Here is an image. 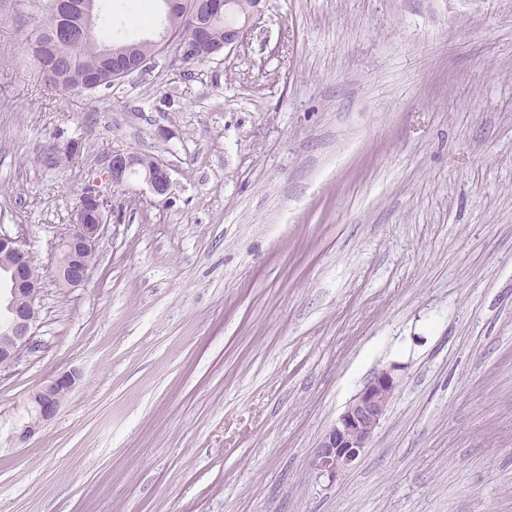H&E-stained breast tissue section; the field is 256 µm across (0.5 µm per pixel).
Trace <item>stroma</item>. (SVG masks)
Wrapping results in <instances>:
<instances>
[{
	"instance_id": "obj_1",
	"label": "stroma",
	"mask_w": 512,
	"mask_h": 512,
	"mask_svg": "<svg viewBox=\"0 0 512 512\" xmlns=\"http://www.w3.org/2000/svg\"><path fill=\"white\" fill-rule=\"evenodd\" d=\"M40 2L0 0V230L46 278L39 347L0 372V512H512V0H264L243 46L109 94L45 82ZM161 10L101 0L96 28L152 39ZM115 149L172 188L112 191L64 291L57 235ZM382 367L370 447L318 475ZM393 368L379 369L348 403L317 446L312 462L320 476L335 481L365 452L395 394ZM79 379L77 372H63L34 389L28 396L25 417L15 427L11 441L24 444L56 418L68 393Z\"/></svg>"
}]
</instances>
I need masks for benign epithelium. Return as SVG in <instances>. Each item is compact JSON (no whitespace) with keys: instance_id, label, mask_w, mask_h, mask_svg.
<instances>
[{"instance_id":"obj_1","label":"benign epithelium","mask_w":512,"mask_h":512,"mask_svg":"<svg viewBox=\"0 0 512 512\" xmlns=\"http://www.w3.org/2000/svg\"><path fill=\"white\" fill-rule=\"evenodd\" d=\"M164 7L166 50L177 38V30L189 34L186 51L194 59L212 60L241 45L253 30L261 15L262 0H252L246 13H241L240 0H194L190 10L184 0H161ZM97 0H52L50 22L33 44L38 50L50 40L56 44L67 42L73 29L86 30L95 23ZM238 16L237 24L224 30V41L213 43L208 32L218 20ZM112 59V76L123 81L140 75L152 63V58L136 53V45L114 50L105 49ZM135 175L141 177L155 195L168 194L171 177L168 167L154 162L153 167L142 166L140 154L124 149L112 151L105 163V179L112 188L126 186ZM112 199L96 184L85 187L81 200L74 209L71 223L56 245L53 267L55 284L68 291L84 287L90 272L82 266L80 255L98 248L104 230L110 224ZM5 258L9 296L5 315L0 320V360L16 363L26 351L36 348V331L40 321L42 276L34 273L28 263L30 251L18 235L0 232V258ZM79 374L63 372L34 389L28 396L25 417L15 427L11 441L24 444L56 418L68 393L75 386ZM397 381L394 369L382 368L348 403L330 426L317 446L312 462L313 470L334 481L350 471L369 447L395 394Z\"/></svg>"}]
</instances>
